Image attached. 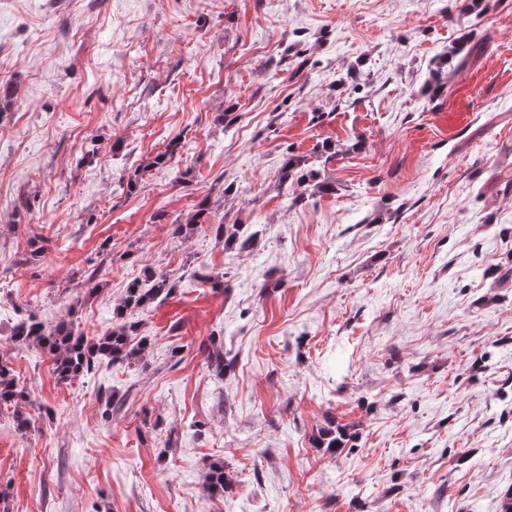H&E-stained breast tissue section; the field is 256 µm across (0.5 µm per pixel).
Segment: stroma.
I'll use <instances>...</instances> for the list:
<instances>
[{
	"label": "stroma",
	"instance_id": "obj_1",
	"mask_svg": "<svg viewBox=\"0 0 512 512\" xmlns=\"http://www.w3.org/2000/svg\"><path fill=\"white\" fill-rule=\"evenodd\" d=\"M5 86L0 361L30 426L0 411V512H501L512 0H0ZM292 157L331 190L280 184ZM147 265L180 280L131 313L144 362L63 384L14 341L101 335ZM331 423L357 430L334 453ZM229 487L230 482L224 473L223 462L209 464L205 476V489L213 495L223 497Z\"/></svg>",
	"mask_w": 512,
	"mask_h": 512
}]
</instances>
